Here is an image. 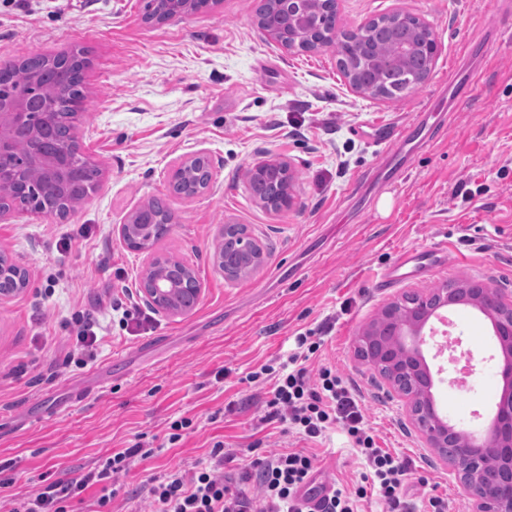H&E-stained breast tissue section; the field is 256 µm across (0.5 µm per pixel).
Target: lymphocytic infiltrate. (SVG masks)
<instances>
[{
    "mask_svg": "<svg viewBox=\"0 0 512 512\" xmlns=\"http://www.w3.org/2000/svg\"><path fill=\"white\" fill-rule=\"evenodd\" d=\"M295 348L279 366H263L271 378L268 411L264 422L288 424L300 440L317 442L329 431L342 429L363 461V470L352 484L333 486L323 501V512H360L362 502L375 500L385 512H412L406 482L410 463L397 453L380 447L368 425L360 398L353 388L330 368L310 375L308 361L324 344L317 329L298 333ZM153 447L136 442L112 452L99 465L78 478L54 480L27 497L12 502L7 512H73L90 489L100 488L96 512H112L109 489L118 475L133 464L152 457ZM208 465L192 475L174 469L150 478L143 487L152 512H308L302 491L318 471L316 457L306 446L299 450L269 451L250 461L239 479L255 482L259 496H248L225 475L224 464L234 455L216 442Z\"/></svg>",
    "mask_w": 512,
    "mask_h": 512,
    "instance_id": "lymphocytic-infiltrate-1",
    "label": "lymphocytic infiltrate"
}]
</instances>
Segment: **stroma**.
Listing matches in <instances>:
<instances>
[{
  "label": "stroma",
  "mask_w": 512,
  "mask_h": 512,
  "mask_svg": "<svg viewBox=\"0 0 512 512\" xmlns=\"http://www.w3.org/2000/svg\"><path fill=\"white\" fill-rule=\"evenodd\" d=\"M146 0H31L0 4V60L88 49L90 110L83 150L102 170L98 189L74 213L33 218L15 210L0 223V253L22 266L27 286L0 301V474L9 494L40 488L43 476L79 477L137 436L160 453L121 476L112 512H131L129 495L152 476L207 462L215 441L235 473L261 451L285 448L295 433L261 424L269 383L248 381L262 364L286 358L294 336L331 322L310 371L336 369L357 389L379 446L413 460V512L429 497L464 512L467 498L414 429L401 399L354 355L361 329L387 303L457 279L512 293V0H338V27L354 30L401 8L426 21L439 41L431 74L395 99L354 94L334 49L289 51L257 24L262 0H217L207 11L162 23L144 18ZM206 153L212 188L170 195L172 162ZM267 155L288 159L297 201L275 213L253 198L247 171ZM168 196L176 215L158 251L184 261L203 282L190 312L174 317L137 291L143 254L114 234L140 205ZM390 196L389 214L378 202ZM245 225L269 262L225 281L213 266L219 225ZM72 248L57 249L60 238ZM431 246L448 259L382 290L383 270L404 250ZM140 308L143 327L112 316L113 298ZM93 313L95 362L69 364L75 338L65 323ZM472 376L457 387L442 336L423 353L434 372L440 414L483 434L502 388L501 356L489 320L452 306ZM192 418L181 440L169 426ZM328 482L362 470L345 433L316 447Z\"/></svg>",
  "instance_id": "35a3bbf8"
}]
</instances>
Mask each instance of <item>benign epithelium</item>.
<instances>
[{
  "instance_id": "7a95c632",
  "label": "benign epithelium",
  "mask_w": 512,
  "mask_h": 512,
  "mask_svg": "<svg viewBox=\"0 0 512 512\" xmlns=\"http://www.w3.org/2000/svg\"><path fill=\"white\" fill-rule=\"evenodd\" d=\"M323 3L336 10L337 0H264L288 17L291 34L307 36L310 31L311 4ZM421 25L425 21L409 12L398 9L381 20H375L378 28L391 35L393 53L386 58L371 59L379 74L378 82L389 83L399 79V68L413 69L419 53L430 60L438 53V41L430 34L428 43L418 47L410 37L412 22ZM341 74L351 90L360 96L386 99L373 84L359 79V70L342 67ZM75 110L67 116L72 125L71 138L61 151L52 158L54 166L70 172L79 165L89 163L80 140L84 103L76 102ZM26 102L21 97L11 100L0 98V222L11 215V201L3 190L18 182L19 166L14 159L15 142L12 131L28 121ZM44 127L35 135L33 154L41 156L42 146L47 143L54 129L55 114L43 113ZM257 166L274 170L283 175L285 184L281 194L274 199L258 200L265 209L281 212L296 204V173L289 160L271 156ZM197 170L205 172V178L190 186L184 193L194 198L207 191L214 178V163L204 154L184 156L174 162L171 176L177 179ZM136 214L113 228L124 245L146 253V266L139 283L142 298L155 309L170 315L186 313L184 309L166 306L164 298L176 284L194 279L190 293L200 298L204 292L202 283L188 267H181L168 260V256L153 251V247L140 243ZM232 240L235 253L224 257L221 244ZM268 261L263 245L250 237L242 224H222L218 246L213 254L215 268L227 281L253 275ZM454 304H467L482 310L491 318L495 337L502 358V393L495 413L484 436L478 438L445 421L438 413L432 392V375L424 362L421 346L425 342L424 327L440 310ZM357 356L399 394L405 409L424 440L426 447L434 449L443 459L448 471L462 486L471 502V512H512V297L493 289L484 282L473 279L455 280L433 288L423 295L413 294L397 298L387 304L361 330L356 346Z\"/></svg>"
}]
</instances>
